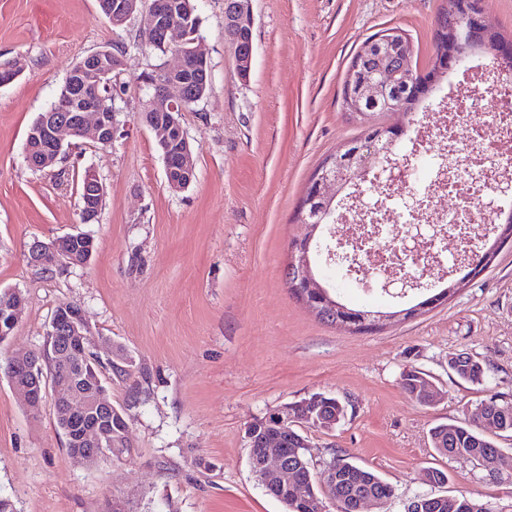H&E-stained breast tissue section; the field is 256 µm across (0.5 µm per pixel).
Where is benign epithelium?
I'll use <instances>...</instances> for the list:
<instances>
[{"label":"benign epithelium","instance_id":"benign-epithelium-1","mask_svg":"<svg viewBox=\"0 0 512 512\" xmlns=\"http://www.w3.org/2000/svg\"><path fill=\"white\" fill-rule=\"evenodd\" d=\"M169 11L168 0H151V3L141 7L135 0H115L110 14L112 26L118 28L126 20L136 15L140 17L141 28L147 30L161 47L171 50L180 59L176 68L164 70V78L155 84V92L144 103L149 109L166 113L167 126L157 127L155 131L159 137V144L165 147L167 155L174 153L179 156L182 182L190 183L194 174V166L190 158V148L187 134H182L183 145L173 147L168 137V131L173 127H182L180 118L182 112L190 104L187 93L185 70L186 54L183 49L185 39L184 29L179 24L167 19ZM454 24L455 37L448 42L449 49L444 59L454 61L448 68L462 65L470 56V47L473 30L485 26L480 0H447V5L439 17V24L445 21ZM251 30L254 27V17L251 11V0H227L224 5V27L233 30L238 27ZM234 50L238 73L249 75L253 54V40L247 41L233 36L228 38ZM375 48L380 51L379 57L383 64L376 70L361 69L353 78L349 79L348 101L360 108L366 101H372L384 94L389 86L403 82L413 88L424 80V73L412 71L409 66L413 54L411 45L400 33L385 32L366 47L365 51ZM122 60V56H112L109 50L100 51L92 62L90 69H82L80 76L83 82L93 83L106 75L105 68L111 59ZM120 122L117 113H112V120H107L103 114V106L96 99H87L81 105L77 121L73 123L56 119L47 113L33 132L37 140H48L52 145V152L45 156V163L54 164L64 146V137L79 135L89 137L97 143L111 145L117 138ZM390 151L381 146V138L375 134L369 139L362 140L358 147L350 152L357 159L355 173L368 172L371 169V160L382 158L393 168L389 158ZM352 178L345 170L343 159L334 154L330 155L315 174L316 189L324 196H329L328 188L335 186L343 188ZM85 181L90 185L91 199L84 200L81 211V223L91 224L96 220L94 212V199H103L105 188L100 178L91 170L85 174ZM299 219L305 224L307 233L296 239V243L289 247L291 258L285 269V280L288 288L296 297L307 304L313 311L322 313V316H336V321L347 324L349 320L341 317L346 308L338 301L328 298V291L317 280L312 271L310 250L314 242L317 226L311 224L299 210ZM92 241L90 235L84 232L68 234L48 243L35 241L30 247L29 258L34 265H39L47 254H61L66 257L73 255L72 247L77 240ZM420 286L419 281L407 277L391 278L382 281V290L398 291V295L407 294V289ZM22 304L19 293L9 291L0 299V343L4 342L14 330L18 322V314ZM50 334L57 336L61 328H67L68 343L54 347L56 364L62 367H73L78 372L75 379L54 382L53 405L65 421H79L76 431V442L82 446L78 452L77 460L85 463H94L106 459L108 451L105 444L109 443L114 430L128 435L129 424L122 410L112 406L103 398L104 387L88 363L92 355L88 352L87 343L90 338V327L83 311L79 307L60 305L51 320ZM12 367L23 366L28 377L24 383L13 384V387L23 393L27 406L37 412L42 406L47 383L40 360L33 352L15 354L10 356ZM321 396H309L297 402L287 404L273 413L278 422L280 432H259L253 425L246 430L247 446L250 448V458L254 470L263 474L264 486L279 491L280 501L288 503V499L304 502L310 512H327L323 498L311 495L308 486L311 482L306 480L299 468L288 462V453L284 449V432L299 425L301 427L329 430L336 425V421L325 418L319 406Z\"/></svg>","mask_w":512,"mask_h":512}]
</instances>
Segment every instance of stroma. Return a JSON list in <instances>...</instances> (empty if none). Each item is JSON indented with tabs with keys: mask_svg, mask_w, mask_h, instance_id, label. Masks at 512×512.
<instances>
[{
	"mask_svg": "<svg viewBox=\"0 0 512 512\" xmlns=\"http://www.w3.org/2000/svg\"><path fill=\"white\" fill-rule=\"evenodd\" d=\"M210 91L181 116L195 165L172 190L154 132L138 113V79L178 63L134 44L138 20L113 28L98 0H0V64L21 74L0 86V289L21 292L24 309L0 344V498L11 512H284L254 477L247 426L315 393L337 396L346 414L333 430L310 429L307 456L323 468L348 455L394 490L374 512H405L431 493L424 469L443 470L441 491L512 512V436H494L498 478L477 462L438 455L431 428L472 419L491 394L512 398V243L448 300L409 319L397 310L426 298L431 278L396 296L342 280L334 262L313 271L331 297L390 313L380 330L354 333L321 320L285 282L289 244L313 172L366 123L342 98L345 72L362 42L388 28L414 45L411 66L427 70L446 0H252L254 57L240 79L224 40V0H195ZM124 48L121 125L113 145L92 140L67 150L53 169L24 161L27 131L54 103L74 65ZM461 69L416 108L374 121L401 126L396 158ZM93 169L105 186L99 218L80 222L79 177ZM95 250L84 266L52 269L28 259L34 241L76 230ZM78 303L91 327L90 352L103 363L106 398L127 409L129 456L92 467L68 453L51 400L30 413L1 366L12 353L43 350L63 302ZM469 353L483 384L459 379L449 358ZM127 374H114L113 365ZM430 374L433 405L407 397L404 370ZM139 403H132V393Z\"/></svg>",
	"mask_w": 512,
	"mask_h": 512,
	"instance_id": "stroma-1",
	"label": "stroma"
}]
</instances>
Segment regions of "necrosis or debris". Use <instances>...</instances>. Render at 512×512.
<instances>
[{
	"mask_svg": "<svg viewBox=\"0 0 512 512\" xmlns=\"http://www.w3.org/2000/svg\"><path fill=\"white\" fill-rule=\"evenodd\" d=\"M413 151L384 178L379 197L353 196L337 218V241L362 278L447 275L489 233L496 213L488 203L500 182L512 181V71L487 59L456 81L446 105L419 127ZM445 198L453 207H442Z\"/></svg>",
	"mask_w": 512,
	"mask_h": 512,
	"instance_id": "necrosis-or-debris-1",
	"label": "necrosis or debris"
}]
</instances>
